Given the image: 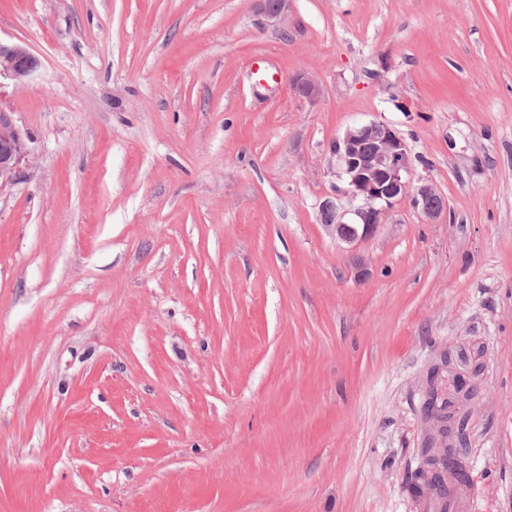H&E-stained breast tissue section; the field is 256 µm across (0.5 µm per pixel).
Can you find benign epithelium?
Segmentation results:
<instances>
[{"instance_id":"7a95c632","label":"benign epithelium","mask_w":512,"mask_h":512,"mask_svg":"<svg viewBox=\"0 0 512 512\" xmlns=\"http://www.w3.org/2000/svg\"><path fill=\"white\" fill-rule=\"evenodd\" d=\"M291 0H258L260 12L269 20L283 21ZM42 69L41 59L28 47L0 39V86L37 78ZM294 89L312 99L319 94L316 80L299 74L293 80ZM369 140L373 148L361 150V142ZM332 155L337 163L338 177L344 186L336 189V197L323 205L329 214L324 224L332 239L352 246L372 236L396 203L412 198L414 202L438 197L427 180L412 184V160L407 143L390 125L371 121L350 127L333 144ZM27 151L20 131L8 113H0V187L13 183Z\"/></svg>"}]
</instances>
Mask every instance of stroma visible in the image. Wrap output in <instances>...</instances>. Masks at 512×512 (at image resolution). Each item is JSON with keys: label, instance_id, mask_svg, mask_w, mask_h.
I'll return each instance as SVG.
<instances>
[{"label": "stroma", "instance_id": "1", "mask_svg": "<svg viewBox=\"0 0 512 512\" xmlns=\"http://www.w3.org/2000/svg\"><path fill=\"white\" fill-rule=\"evenodd\" d=\"M0 38L43 63L0 87V512H416L448 357L459 491L512 512V0H0ZM371 121L445 209L341 247ZM27 151L20 131L13 125L8 113H0V188L13 183Z\"/></svg>", "mask_w": 512, "mask_h": 512}]
</instances>
